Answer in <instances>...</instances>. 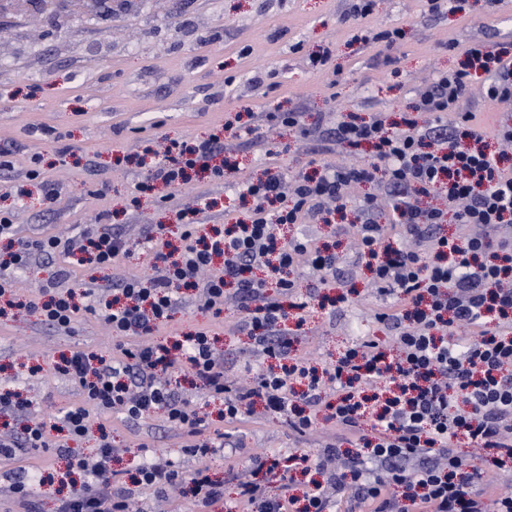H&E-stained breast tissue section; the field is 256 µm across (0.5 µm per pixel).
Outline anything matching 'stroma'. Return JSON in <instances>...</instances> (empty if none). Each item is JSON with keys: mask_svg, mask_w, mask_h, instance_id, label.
Here are the masks:
<instances>
[{"mask_svg": "<svg viewBox=\"0 0 512 512\" xmlns=\"http://www.w3.org/2000/svg\"><path fill=\"white\" fill-rule=\"evenodd\" d=\"M350 0H103L97 12L75 13L69 0L24 16L0 18V148L12 152L13 169L0 181V209L11 208L19 235L70 238L100 230L98 218L110 223L127 240L130 253L111 269L70 267L67 258L37 262L14 274L19 298L36 295L57 270H67L61 289L92 290L102 294L131 274L150 271L152 253L142 245L146 225L171 224L175 206L201 195L213 206L201 219L221 225L240 217L237 184L257 178L266 169L294 176L322 164H366L368 148H352L334 140L304 139L286 127L260 129L231 139L235 162L223 181L200 178L189 193L176 194L172 205L145 199L139 208L127 207L135 184L145 173L136 163L145 148L163 139H194L208 135L236 113L265 112L268 104L299 112L304 123L322 121L334 127L353 113L369 119L379 112L399 120L419 88L436 72L456 67L470 43L494 47L512 45V5L498 0H466L463 11L429 15L426 0H375L371 16L350 17ZM400 27L402 45L391 51L381 44L364 45V30ZM333 52L334 72L316 74L309 63L321 48ZM272 73L273 86H255L256 71ZM484 78L473 79L462 102L463 111L494 130L500 121L512 125V105L489 101ZM48 128L87 149L88 158L72 157L59 164L38 133ZM44 158L47 178L58 200L46 206L40 193L23 200L11 195L25 184L33 155ZM300 233L316 243L335 244L340 257L336 291L348 292L336 309L311 304L294 347L313 362L330 363L345 349L367 336L388 348L395 338L375 319L389 304L378 294L368 272L358 263L349 221L326 226L316 221L299 225ZM240 313L228 305L222 320L202 310L199 294L187 291L169 326L160 336L183 335L202 325L212 326L224 357L228 378L246 383L264 369L246 330L238 327ZM117 353L116 342L97 315L79 312L71 331L50 328L37 315L0 317V385L19 390L29 403L24 422L49 425V446L0 463V512H13L9 487L19 472L34 466H62L60 445L97 450V429L70 439L58 431L64 412L79 400L69 380L57 374L59 354L76 349ZM111 431L119 453L113 469L161 457L185 474L198 466L183 452V437L169 428L162 412L129 423L117 412L101 418ZM210 430L224 433L236 453L207 459L210 476L223 483L224 500L216 512H227L237 499L240 473L265 483L264 471L252 460L261 451L285 455L297 449L317 454L333 440L332 422L321 421L318 431L301 437L289 429L285 416L259 414L232 426L212 419Z\"/></svg>", "mask_w": 512, "mask_h": 512, "instance_id": "1", "label": "stroma"}]
</instances>
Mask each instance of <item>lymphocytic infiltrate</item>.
Returning <instances> with one entry per match:
<instances>
[{"label":"lymphocytic infiltrate","mask_w":512,"mask_h":512,"mask_svg":"<svg viewBox=\"0 0 512 512\" xmlns=\"http://www.w3.org/2000/svg\"><path fill=\"white\" fill-rule=\"evenodd\" d=\"M460 69L438 72L421 91L401 124L383 117L364 121L351 115L327 129L328 138L358 148L370 145L364 165L326 166L320 175L287 178L277 171L238 187L245 219L200 233L198 209H179L181 246L166 240L157 225L145 234L155 250L152 272L127 278L111 298L91 306L112 331L121 352L106 360L100 351L79 349L61 355L55 371L80 396L63 422L71 436H83L96 415L119 412L136 422L163 412L184 439L185 453L205 459L223 451V437L206 439L208 422L179 392L189 378L214 400L218 418L241 423L255 408L283 414L299 435L314 431L320 410H329L338 434L351 448L327 445L318 455L303 451L282 458L254 459L266 484L240 483L246 512H331L334 500L351 512H512V492L486 479L488 468H512V167L490 151L484 131L460 102L474 74H485L486 97L512 102V56L484 42L464 49ZM453 113L444 123L445 113ZM223 132L200 140H170L161 157L135 186L136 197L167 204L175 191L193 183L197 172L223 180L229 167ZM385 181L394 199L393 222L378 223L371 198L359 206L355 226L357 259L381 292L394 301L378 319L395 328L396 350L367 339L319 368L293 351L282 324L303 319L312 298L291 279L293 269L312 263L323 275L336 274L337 253L303 236L284 238L282 226L345 213L351 184ZM457 228L443 230L448 220ZM0 315L7 309L37 314L56 329H69L81 307L74 291L48 282L43 295L18 299L13 270L58 253L78 265L110 268L128 254L126 240L106 230L80 239L17 236L13 212L0 209ZM198 289L212 318L224 313L234 290L242 322L255 347L276 367L260 371L250 386L224 375V360L208 328L180 339H153L172 319L182 290ZM486 450L482 465L467 466L452 450L454 439ZM68 473L82 477L79 488L61 499L56 512H130L139 488L166 497L189 485L200 512L224 497L207 467L184 475L170 465H138L129 481L112 468L116 454L101 431L95 456L63 448ZM316 472L302 496L291 495L296 474Z\"/></svg>","instance_id":"obj_1"}]
</instances>
